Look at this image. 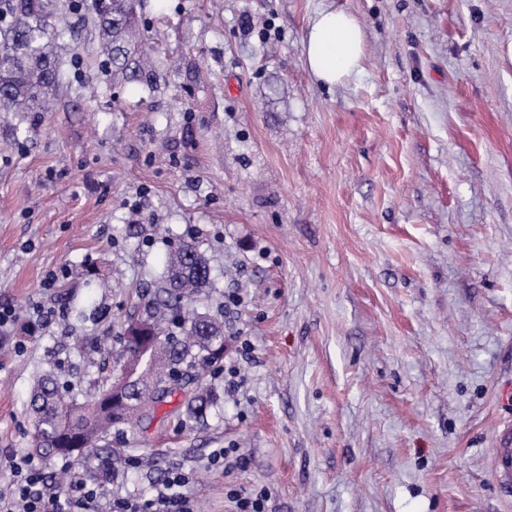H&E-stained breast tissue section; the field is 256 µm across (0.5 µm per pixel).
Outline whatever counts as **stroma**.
<instances>
[{
  "label": "stroma",
  "mask_w": 512,
  "mask_h": 512,
  "mask_svg": "<svg viewBox=\"0 0 512 512\" xmlns=\"http://www.w3.org/2000/svg\"><path fill=\"white\" fill-rule=\"evenodd\" d=\"M365 35L362 73L305 64L316 13ZM158 92L113 84L75 14V63L49 110L0 153V492L30 454L28 399L50 371L90 393L168 253L192 242L224 317L217 413L190 389L80 467L102 503L188 476L194 512H512L491 476L512 419V0H144ZM100 93L88 99L89 85ZM137 225L128 234L126 225ZM95 266L110 288L83 274ZM222 464H211L216 451Z\"/></svg>",
  "instance_id": "stroma-1"
}]
</instances>
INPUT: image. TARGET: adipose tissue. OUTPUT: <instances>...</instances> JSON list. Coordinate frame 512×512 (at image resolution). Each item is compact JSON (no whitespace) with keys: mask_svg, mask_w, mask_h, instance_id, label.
I'll use <instances>...</instances> for the list:
<instances>
[{"mask_svg":"<svg viewBox=\"0 0 512 512\" xmlns=\"http://www.w3.org/2000/svg\"><path fill=\"white\" fill-rule=\"evenodd\" d=\"M363 60L364 37L356 18L337 8L320 11L305 45V63L316 79L338 84L360 74Z\"/></svg>","mask_w":512,"mask_h":512,"instance_id":"obj_1","label":"adipose tissue"}]
</instances>
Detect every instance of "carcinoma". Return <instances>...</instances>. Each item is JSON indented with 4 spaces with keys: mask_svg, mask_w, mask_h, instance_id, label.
Segmentation results:
<instances>
[{
    "mask_svg": "<svg viewBox=\"0 0 512 512\" xmlns=\"http://www.w3.org/2000/svg\"><path fill=\"white\" fill-rule=\"evenodd\" d=\"M142 6L143 0H0V116L14 119L11 141L26 117L48 111L72 65L62 54L70 30L55 21L64 8L91 18L102 67L113 83L158 90L159 65L145 42ZM213 288L210 263L197 245L186 242L173 249L146 302L150 315L129 320L120 336V343L138 349L154 336L165 349L149 355L147 373H129L127 388L115 402L110 386L79 400L56 375H41L29 399L34 452L70 459L73 451L96 445L114 429L136 426L169 397L159 388L164 382L194 385L187 414L206 423L217 399L215 379L224 370V325L184 306Z\"/></svg>",
    "mask_w": 512,
    "mask_h": 512,
    "instance_id": "carcinoma-1",
    "label": "carcinoma"
}]
</instances>
